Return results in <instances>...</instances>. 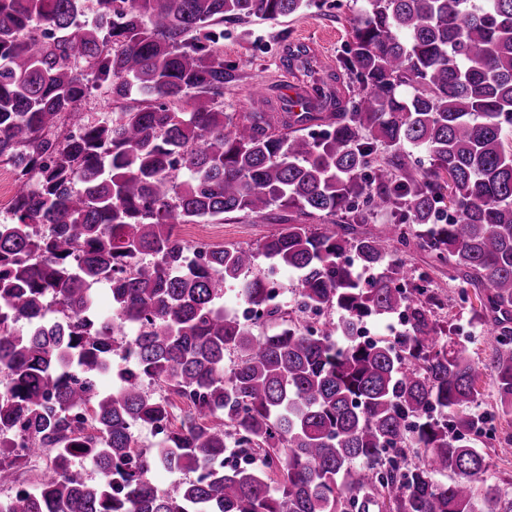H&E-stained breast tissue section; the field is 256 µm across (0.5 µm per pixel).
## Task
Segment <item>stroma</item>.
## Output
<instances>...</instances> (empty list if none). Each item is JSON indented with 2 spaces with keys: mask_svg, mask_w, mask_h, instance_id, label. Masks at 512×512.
<instances>
[{
  "mask_svg": "<svg viewBox=\"0 0 512 512\" xmlns=\"http://www.w3.org/2000/svg\"><path fill=\"white\" fill-rule=\"evenodd\" d=\"M335 3V8L328 14L312 9L276 22L257 20L248 24H225V61L242 59L246 62L245 67L236 71L233 81L224 86L225 111H248L249 95L259 87L269 98L272 111H279L287 85L301 88L311 80L310 74L289 67V55H305L320 70L335 68L350 39L349 20L360 7L358 0H335ZM279 229V224L264 216L232 214L221 221L210 219L184 225L180 236L190 242L204 235L214 243L245 247L263 241ZM403 258L416 272L428 273L433 287L447 295V319L458 327L462 335L473 336L470 351L474 359L482 361L488 358L490 347L486 331L471 320L472 308L479 305L477 295H470L467 302H460L459 284L449 279L448 265L435 263L425 251L413 247L404 253Z\"/></svg>",
  "mask_w": 512,
  "mask_h": 512,
  "instance_id": "stroma-1",
  "label": "stroma"
}]
</instances>
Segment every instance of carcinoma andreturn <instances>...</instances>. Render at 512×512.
<instances>
[{
  "instance_id": "cac0c4a2",
  "label": "carcinoma",
  "mask_w": 512,
  "mask_h": 512,
  "mask_svg": "<svg viewBox=\"0 0 512 512\" xmlns=\"http://www.w3.org/2000/svg\"><path fill=\"white\" fill-rule=\"evenodd\" d=\"M82 5L0 0V163L15 175L0 444L18 436L52 463L30 491L0 452L7 512H512L472 411L484 370L493 414L512 416V0H363L338 65L356 91L329 72L301 112L255 92L239 116L224 111L239 67L224 22L326 0H94L90 24ZM102 88L112 118L88 121L82 102ZM447 190L455 217L440 224ZM273 207L292 214L281 231L202 262L174 233ZM376 213L391 223L357 229ZM412 245L453 259L462 300L486 292L474 314L491 324L489 362L439 324L448 299L409 272ZM281 269L297 275L291 305L270 301ZM235 282L250 322L224 312ZM101 284L111 316L95 308ZM49 296L65 324L30 320ZM308 307L326 318L307 324ZM401 313L402 331L358 339ZM133 320V365L103 392L110 337ZM134 422L162 431L158 448L134 447ZM159 466L192 477L163 491Z\"/></svg>"
}]
</instances>
